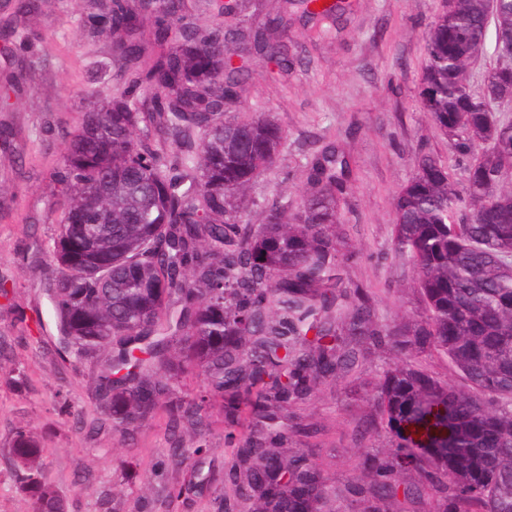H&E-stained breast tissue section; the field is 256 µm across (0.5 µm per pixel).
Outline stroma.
I'll use <instances>...</instances> for the list:
<instances>
[{"label": "stroma", "mask_w": 512, "mask_h": 512, "mask_svg": "<svg viewBox=\"0 0 512 512\" xmlns=\"http://www.w3.org/2000/svg\"><path fill=\"white\" fill-rule=\"evenodd\" d=\"M345 2V12L315 40L311 23L288 12V73L248 58L252 78L224 115L266 112L286 132L278 163L249 191L244 216L253 224L272 196L300 201L307 156L328 145L345 153L350 168L338 205L347 233L338 253L344 284L367 294L379 319L392 326L424 308L411 264L392 249L393 199L413 176L421 151H433L449 167L458 164L418 100L425 33L446 2ZM17 3L0 0V30L12 25L32 37L28 49L0 50V81L14 75L20 86L0 108V512H36L15 485L10 448L20 427L38 437L44 476L66 501V512H215L220 496L226 512H251L218 475L227 429L218 405L208 407L211 425L202 433L173 434L162 409L131 439L107 426L95 430L98 359L66 365L56 359L58 333L49 318L60 217L56 173L69 133L116 85L110 76L86 79L88 66L111 62L112 42L81 25L93 0H38L28 14L18 13ZM341 343L356 350L357 366L347 377L319 383L293 406L284 451L320 468L331 486L330 512H443L444 500L414 471L400 476L416 488L414 499L381 504L358 491L365 462L388 445L375 385L391 355L351 336ZM177 440L209 452L166 465ZM198 481L203 491L188 490ZM178 486L184 493L171 501Z\"/></svg>", "instance_id": "stroma-1"}]
</instances>
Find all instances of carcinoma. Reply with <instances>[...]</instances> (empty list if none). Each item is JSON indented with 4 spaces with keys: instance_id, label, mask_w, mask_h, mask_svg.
I'll return each mask as SVG.
<instances>
[{
    "instance_id": "1",
    "label": "carcinoma",
    "mask_w": 512,
    "mask_h": 512,
    "mask_svg": "<svg viewBox=\"0 0 512 512\" xmlns=\"http://www.w3.org/2000/svg\"><path fill=\"white\" fill-rule=\"evenodd\" d=\"M311 17L339 3L305 0ZM186 0H165L146 17L140 4L112 0L82 18L112 38L119 87L84 114L58 171L62 186L57 268L50 296L65 364L103 354L101 424L134 435L157 409L170 426L206 425L216 402L229 424L243 411L260 428L232 448L224 481L254 500L252 512H323L321 471L285 456L288 406L316 383L351 369L356 352L336 336L385 341L394 366L377 385V407L395 444L372 464L381 500L415 489L395 474L413 469L447 502L446 512H512V120L488 112L470 72L489 31L494 50L512 46V0H447L428 28L420 102L469 160L463 180L431 153L393 199V246L408 258L421 292V319L388 329L369 300L343 286L338 198L348 160L326 147L308 162L301 203L268 200L262 223L244 222L252 181L274 166L286 138L258 116L227 120L246 70L225 71L208 48L229 46L221 23L202 28ZM268 16L245 54L291 63ZM149 25L162 52L145 56ZM493 92L512 95V73L491 70ZM314 332V339L307 334ZM448 358L461 384L433 376L417 355ZM203 375L199 396L179 395L188 367ZM41 448L16 429V482L38 512H65L42 474Z\"/></svg>"
}]
</instances>
